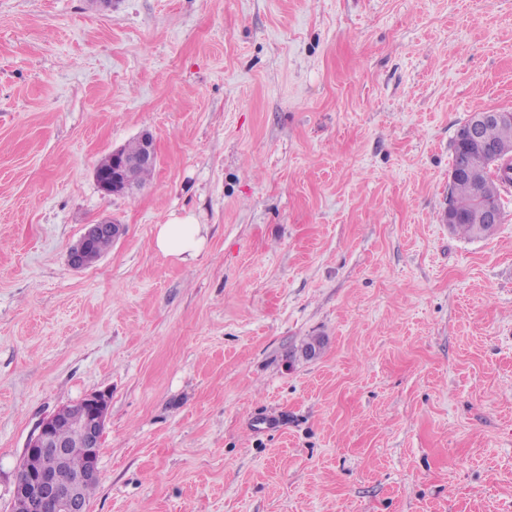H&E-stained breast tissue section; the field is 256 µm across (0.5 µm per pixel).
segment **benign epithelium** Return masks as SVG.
Returning a JSON list of instances; mask_svg holds the SVG:
<instances>
[{
	"instance_id": "7a95c632",
	"label": "benign epithelium",
	"mask_w": 512,
	"mask_h": 512,
	"mask_svg": "<svg viewBox=\"0 0 512 512\" xmlns=\"http://www.w3.org/2000/svg\"><path fill=\"white\" fill-rule=\"evenodd\" d=\"M509 111H482L473 113V119L467 129V137L486 157H497L505 152H512L483 140L480 136L481 126L493 120H511ZM145 150L133 160H126L121 149L112 151V173H95L100 190L108 195H121L131 191L137 185L135 170L142 165H154L157 152L153 137L142 134ZM468 177L474 183H481L488 178V171L482 167L462 165L451 170L450 179ZM110 231L116 239L123 233V226L110 220H101L87 225L81 236L82 241H89L96 236ZM109 397L104 393H92L80 401L69 405L70 415L65 419L54 413L43 419L36 434L29 439L24 454H42L59 462L73 453L84 459L83 469L67 485L56 482L49 471L29 473L16 480L13 492L14 512H89L88 503L81 496L82 486L99 478V457L101 438L107 415ZM63 428L77 433L82 447L71 448L57 439V432Z\"/></svg>"
}]
</instances>
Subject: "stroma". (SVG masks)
Segmentation results:
<instances>
[{"mask_svg": "<svg viewBox=\"0 0 512 512\" xmlns=\"http://www.w3.org/2000/svg\"><path fill=\"white\" fill-rule=\"evenodd\" d=\"M485 110L512 0H0V512L95 391L90 512H512V187L492 235L444 221ZM145 131L152 178L103 194ZM141 137L145 141V150L138 158L126 160L121 153V149L129 156L138 155L143 148L139 138L132 140L120 149L112 150V159L109 154L100 159L96 169L103 170L112 166L111 174H100L95 171L98 187L104 194L121 195L129 193L132 187L138 185L135 179V170L142 165L156 164L157 152L153 137L149 133H144ZM202 225L192 212L171 213L165 224L156 227L155 247L164 256L195 258L206 242ZM107 231L112 232V238L101 237L95 244L96 253L102 255L112 246V241L122 235L123 226L121 224H116L111 220H101L95 224L87 225L81 239L86 242Z\"/></svg>", "mask_w": 512, "mask_h": 512, "instance_id": "obj_1", "label": "stroma"}]
</instances>
